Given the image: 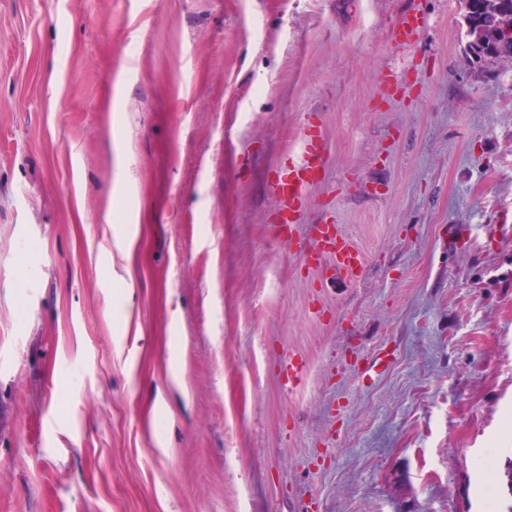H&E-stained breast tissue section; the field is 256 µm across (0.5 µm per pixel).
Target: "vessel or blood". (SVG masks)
I'll return each instance as SVG.
<instances>
[{"label": "vessel or blood", "instance_id": "b4317fda", "mask_svg": "<svg viewBox=\"0 0 512 512\" xmlns=\"http://www.w3.org/2000/svg\"><path fill=\"white\" fill-rule=\"evenodd\" d=\"M424 23L425 15L415 2L393 28L394 42L399 45L413 42ZM327 165L324 142L312 129H305L300 155L289 157L270 183V193L277 202L275 219L281 229V239L294 237V226L301 221L308 191L320 180ZM296 239L304 259L323 262L324 274L319 278L320 283L362 280L366 268L365 255L341 225L311 224L305 236Z\"/></svg>", "mask_w": 512, "mask_h": 512}]
</instances>
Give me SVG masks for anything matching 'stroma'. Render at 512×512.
Instances as JSON below:
<instances>
[{"instance_id":"stroma-1","label":"stroma","mask_w":512,"mask_h":512,"mask_svg":"<svg viewBox=\"0 0 512 512\" xmlns=\"http://www.w3.org/2000/svg\"><path fill=\"white\" fill-rule=\"evenodd\" d=\"M411 2L0 0V512H512V57ZM420 0H413L410 10L392 30L393 41L398 44L413 42L425 23V15L420 7ZM328 166L324 142L310 127L303 134L302 151L290 156L270 183V193L277 202L276 224L280 238L292 243L295 224H300L305 211L308 190L318 182ZM304 259L324 260L321 284L328 281H361L366 258L358 245L342 230L341 224H308L305 236L297 240ZM322 264V265H323Z\"/></svg>"}]
</instances>
